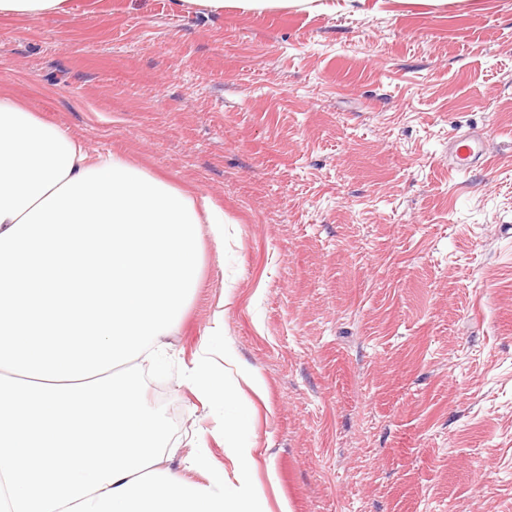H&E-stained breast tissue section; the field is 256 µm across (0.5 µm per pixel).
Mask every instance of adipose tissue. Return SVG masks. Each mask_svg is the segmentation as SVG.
Listing matches in <instances>:
<instances>
[{"mask_svg":"<svg viewBox=\"0 0 512 512\" xmlns=\"http://www.w3.org/2000/svg\"><path fill=\"white\" fill-rule=\"evenodd\" d=\"M313 0H175L220 14L307 9ZM210 201L75 137L0 94V512H266L246 416H224L234 477L205 455L204 481L170 467L176 449L123 370L170 347L203 268L199 225L224 243ZM256 396L260 376L232 349L193 365L201 400L233 405L223 375Z\"/></svg>","mask_w":512,"mask_h":512,"instance_id":"1","label":"adipose tissue"}]
</instances>
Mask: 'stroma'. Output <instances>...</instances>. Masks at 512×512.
I'll list each match as a JSON object with an SVG mask.
<instances>
[{
	"label": "stroma",
	"instance_id": "35a3bbf8",
	"mask_svg": "<svg viewBox=\"0 0 512 512\" xmlns=\"http://www.w3.org/2000/svg\"><path fill=\"white\" fill-rule=\"evenodd\" d=\"M0 93L232 219L220 249L199 227L163 365L131 367L174 471L233 469L183 383L206 338L264 380L238 406L270 512H512V0H73L0 17ZM466 132L488 162L458 173ZM314 2L315 0H175V5L182 10L210 15L224 14V9L244 13L288 10L289 7L305 10ZM485 155L484 141L478 134L459 135L448 143V159L457 172L469 171Z\"/></svg>",
	"mask_w": 512,
	"mask_h": 512
}]
</instances>
